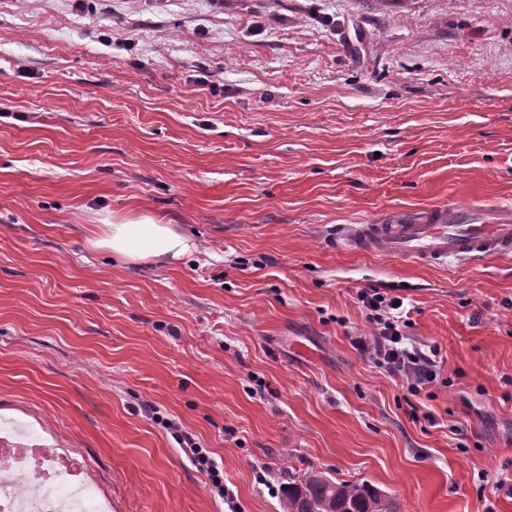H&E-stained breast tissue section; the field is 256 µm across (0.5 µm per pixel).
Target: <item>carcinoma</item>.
I'll return each mask as SVG.
<instances>
[{"label": "carcinoma", "mask_w": 512, "mask_h": 512, "mask_svg": "<svg viewBox=\"0 0 512 512\" xmlns=\"http://www.w3.org/2000/svg\"><path fill=\"white\" fill-rule=\"evenodd\" d=\"M286 512H398L392 499L367 483L335 481L311 470L282 489Z\"/></svg>", "instance_id": "1"}]
</instances>
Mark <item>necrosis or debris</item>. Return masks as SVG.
I'll list each match as a JSON object with an SVG mask.
<instances>
[{
	"instance_id": "1",
	"label": "necrosis or debris",
	"mask_w": 512,
	"mask_h": 512,
	"mask_svg": "<svg viewBox=\"0 0 512 512\" xmlns=\"http://www.w3.org/2000/svg\"><path fill=\"white\" fill-rule=\"evenodd\" d=\"M87 470L71 449L0 421V512H108Z\"/></svg>"
}]
</instances>
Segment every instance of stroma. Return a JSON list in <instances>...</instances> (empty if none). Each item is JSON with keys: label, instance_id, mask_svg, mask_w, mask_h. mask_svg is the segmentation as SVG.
<instances>
[{"label": "stroma", "instance_id": "obj_1", "mask_svg": "<svg viewBox=\"0 0 512 512\" xmlns=\"http://www.w3.org/2000/svg\"><path fill=\"white\" fill-rule=\"evenodd\" d=\"M469 202L512 204V0H0V418L80 449L112 512H283L310 470L512 512V256L345 244ZM133 211L200 251L89 246ZM372 289L437 352L418 395L354 345ZM145 410L152 413V419L161 423L165 428L171 430L177 443L181 446L185 454L188 456L192 464L200 471L207 475L209 482L212 487L216 489L220 496L224 499V496L232 501V494L229 490L224 489V466H220L219 463L210 457L211 453L206 448L196 442V439L187 431L170 419L163 418L159 415L157 409L152 405H145Z\"/></svg>", "mask_w": 512, "mask_h": 512}]
</instances>
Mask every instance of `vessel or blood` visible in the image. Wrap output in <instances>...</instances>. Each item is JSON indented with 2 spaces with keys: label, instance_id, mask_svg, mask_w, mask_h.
<instances>
[{
  "label": "vessel or blood",
  "instance_id": "obj_1",
  "mask_svg": "<svg viewBox=\"0 0 512 512\" xmlns=\"http://www.w3.org/2000/svg\"><path fill=\"white\" fill-rule=\"evenodd\" d=\"M347 243L355 250L398 256L416 266L508 255L512 206H438L419 214L394 211L381 223L352 225Z\"/></svg>",
  "mask_w": 512,
  "mask_h": 512
}]
</instances>
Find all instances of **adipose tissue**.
<instances>
[{"mask_svg":"<svg viewBox=\"0 0 512 512\" xmlns=\"http://www.w3.org/2000/svg\"><path fill=\"white\" fill-rule=\"evenodd\" d=\"M89 245L133 264H164L191 255L197 246L174 225L136 212L98 225Z\"/></svg>","mask_w":512,"mask_h":512,"instance_id":"1","label":"adipose tissue"}]
</instances>
